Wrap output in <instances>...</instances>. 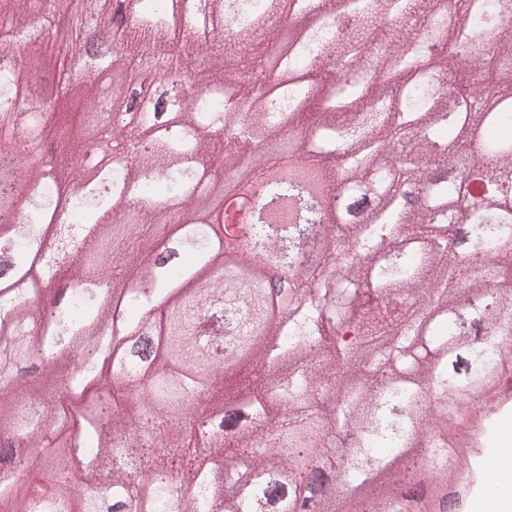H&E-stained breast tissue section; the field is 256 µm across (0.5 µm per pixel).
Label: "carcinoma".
<instances>
[{
  "label": "carcinoma",
  "instance_id": "cac0c4a2",
  "mask_svg": "<svg viewBox=\"0 0 512 512\" xmlns=\"http://www.w3.org/2000/svg\"><path fill=\"white\" fill-rule=\"evenodd\" d=\"M40 2L32 14L0 0V126L45 95L37 46L74 8L111 32V87L137 69L164 79L176 122L155 124L146 106L112 126L94 188L72 159L24 165L44 112L27 113L24 140H0V196L29 189L0 220V512H336V495L314 488L327 460L346 512H452L439 430L490 386L489 355L512 339V78L494 67L512 64V0H460L453 27L436 0H284L309 24L282 54L276 92L236 111L227 103L256 71L233 60L250 59L276 0H207L183 18L202 39L175 49L172 0H136L128 15L123 0ZM83 49L76 33L52 54L64 67ZM317 71L320 88L304 80ZM75 89L94 112L130 108L62 70L59 90ZM486 91L498 106L471 114L472 137L448 100ZM216 128L238 180L257 136L304 144L273 162L242 242L222 227L203 163ZM474 170L479 204L453 207ZM368 176L387 200L328 235L336 218L312 184L340 196ZM167 236L182 261L159 270L150 256ZM259 258L284 273L291 303L270 302ZM75 347L96 359L74 367ZM252 364L247 391L225 386ZM40 376L61 383L54 401ZM62 429L70 440L36 460L37 483L11 479L14 460ZM423 439L427 492L381 485Z\"/></svg>",
  "mask_w": 512,
  "mask_h": 512
}]
</instances>
